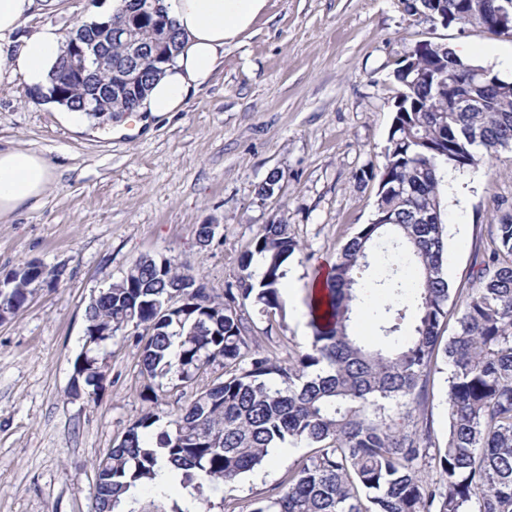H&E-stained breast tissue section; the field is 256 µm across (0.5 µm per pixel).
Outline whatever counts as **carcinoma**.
I'll use <instances>...</instances> for the list:
<instances>
[{"label":"carcinoma","instance_id":"obj_1","mask_svg":"<svg viewBox=\"0 0 512 512\" xmlns=\"http://www.w3.org/2000/svg\"><path fill=\"white\" fill-rule=\"evenodd\" d=\"M404 12L461 24L483 15L487 33L512 25L500 0H402ZM417 69L432 70L484 100L483 108L448 111V94L434 81H416L399 62L402 88L386 146L373 218L361 225L329 266L327 301L309 297L312 341L284 366L251 334L244 301L263 316L281 309L286 263L300 243L282 217L263 225L238 259L236 287L219 295L196 275L153 259L134 263L86 307V350L75 373L84 396L103 389L107 342L129 328L140 345L145 399L157 392L191 390L190 402L162 416L148 411L134 421L96 465L94 496L100 512H211L212 497L269 461L281 448L304 445L312 455L269 494L230 512H512V211L496 215L497 245L467 293L456 329L443 347L448 366V440L441 448L389 413L425 394L437 362L440 321L450 288L441 183L447 166H475L480 151L512 148V82L486 86L470 78L474 64L433 42L410 54ZM92 87L76 83L65 102L84 108ZM402 185L403 195L395 190ZM434 214L436 224L424 223ZM391 239L402 263L381 280L366 281L376 242ZM264 269L253 270L255 258ZM417 280L407 289L406 270ZM58 279L42 271L0 294L16 314L31 284ZM370 292L394 296L373 310L390 347L373 350L353 333L351 313ZM413 334L399 342L407 315ZM379 413L371 420L368 410ZM434 465L439 479L419 469ZM178 474L189 496L174 499L161 471Z\"/></svg>","mask_w":512,"mask_h":512}]
</instances>
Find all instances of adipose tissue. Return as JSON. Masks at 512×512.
Instances as JSON below:
<instances>
[{"instance_id": "1", "label": "adipose tissue", "mask_w": 512, "mask_h": 512, "mask_svg": "<svg viewBox=\"0 0 512 512\" xmlns=\"http://www.w3.org/2000/svg\"><path fill=\"white\" fill-rule=\"evenodd\" d=\"M60 0H0V88L21 81L45 94V107L77 128L90 124L86 113L49 99L65 34L49 22ZM268 0H162L161 5L180 34L181 45L165 65L138 111L152 118L181 111L190 92L206 85L224 63V48L249 31L262 16ZM43 16L30 27L34 16ZM55 168L35 151L0 148V218L37 207L53 181Z\"/></svg>"}]
</instances>
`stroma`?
I'll return each instance as SVG.
<instances>
[{
	"label": "stroma",
	"instance_id": "1",
	"mask_svg": "<svg viewBox=\"0 0 512 512\" xmlns=\"http://www.w3.org/2000/svg\"><path fill=\"white\" fill-rule=\"evenodd\" d=\"M424 40L468 44L472 63L512 78V34L446 27L406 14L399 0H268L255 26L226 47L209 85L137 132L76 131L25 83L0 89V143L58 166L37 209L0 219V277L33 260L63 270L57 285L36 284L25 307L0 323V512H94L96 461L145 412L180 406L176 392L145 400L130 333L108 345L97 400L69 394L85 308L136 259L168 260L220 294L262 226L284 216L302 248L286 265L293 289L274 326L252 304L243 312L255 331L271 328L281 363L308 347L307 287L373 217L400 93L395 64ZM363 169L373 179L356 180ZM275 171L284 174L279 190L260 198ZM442 193L448 337L494 246L492 213L512 210V149L452 169ZM201 224L217 227L204 248ZM447 376L438 364L412 417L439 443L448 433ZM307 454L291 448L244 474L212 512L263 497Z\"/></svg>",
	"mask_w": 512,
	"mask_h": 512
}]
</instances>
